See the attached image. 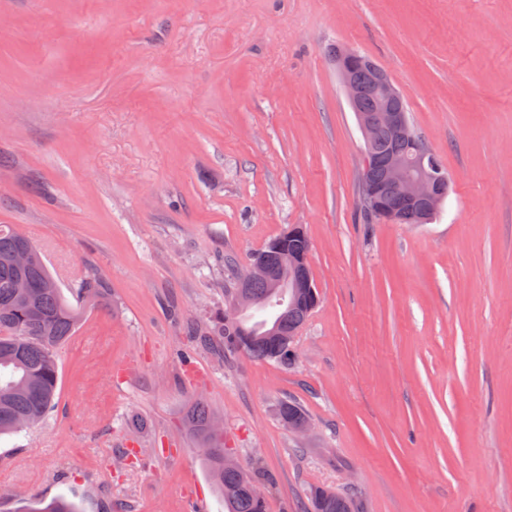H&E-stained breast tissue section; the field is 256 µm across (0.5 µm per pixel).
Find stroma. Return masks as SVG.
I'll return each mask as SVG.
<instances>
[{"instance_id": "1", "label": "stroma", "mask_w": 512, "mask_h": 512, "mask_svg": "<svg viewBox=\"0 0 512 512\" xmlns=\"http://www.w3.org/2000/svg\"><path fill=\"white\" fill-rule=\"evenodd\" d=\"M385 69L448 170L427 224H365L337 48ZM0 224L105 305L0 486L81 512H224L203 396L267 512H512V0H0ZM302 227L320 302L281 366L190 344L225 256ZM299 403L306 430L278 414ZM313 512H355L353 500L335 490L317 487L310 492Z\"/></svg>"}]
</instances>
